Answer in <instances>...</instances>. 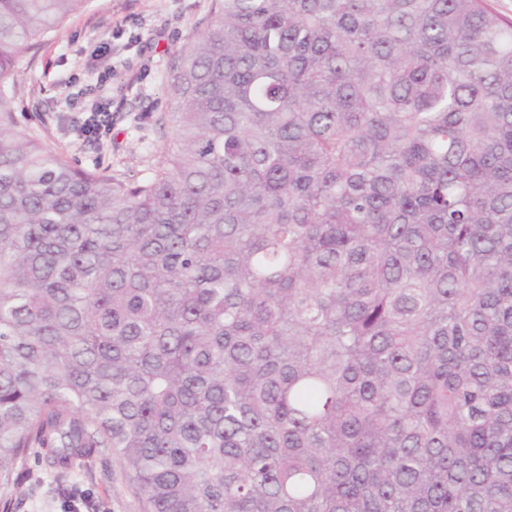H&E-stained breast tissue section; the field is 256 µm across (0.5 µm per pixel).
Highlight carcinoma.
Here are the masks:
<instances>
[{
	"mask_svg": "<svg viewBox=\"0 0 512 512\" xmlns=\"http://www.w3.org/2000/svg\"><path fill=\"white\" fill-rule=\"evenodd\" d=\"M0 0V470L110 448L152 512H512V24L213 0L165 162L18 128Z\"/></svg>",
	"mask_w": 512,
	"mask_h": 512,
	"instance_id": "1",
	"label": "carcinoma"
}]
</instances>
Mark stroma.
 Here are the masks:
<instances>
[{
  "instance_id": "stroma-1",
  "label": "stroma",
  "mask_w": 512,
  "mask_h": 512,
  "mask_svg": "<svg viewBox=\"0 0 512 512\" xmlns=\"http://www.w3.org/2000/svg\"><path fill=\"white\" fill-rule=\"evenodd\" d=\"M212 0H87L22 52L12 79L15 116L77 166L125 178L163 161L173 134L170 66L211 21ZM109 112L108 129L79 135L84 112ZM0 512H150L113 451L97 449L65 478L42 470L17 482L0 472Z\"/></svg>"
}]
</instances>
